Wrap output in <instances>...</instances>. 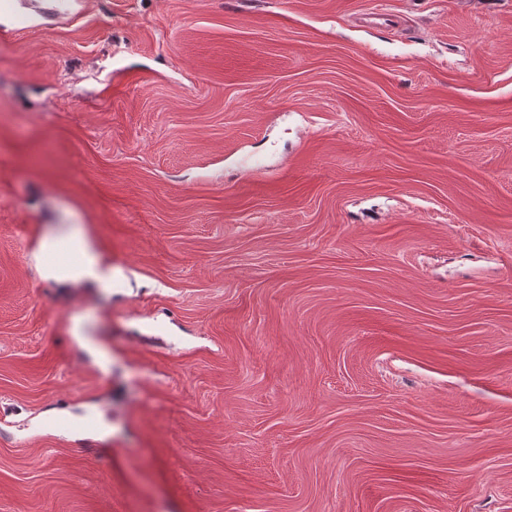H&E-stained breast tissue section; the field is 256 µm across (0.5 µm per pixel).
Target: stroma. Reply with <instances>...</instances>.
I'll list each match as a JSON object with an SVG mask.
<instances>
[{"mask_svg":"<svg viewBox=\"0 0 512 512\" xmlns=\"http://www.w3.org/2000/svg\"><path fill=\"white\" fill-rule=\"evenodd\" d=\"M53 3L0 25V512H512V0ZM75 229L111 291L44 279Z\"/></svg>","mask_w":512,"mask_h":512,"instance_id":"stroma-1","label":"stroma"}]
</instances>
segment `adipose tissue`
Here are the masks:
<instances>
[{
	"label": "adipose tissue",
	"mask_w": 512,
	"mask_h": 512,
	"mask_svg": "<svg viewBox=\"0 0 512 512\" xmlns=\"http://www.w3.org/2000/svg\"><path fill=\"white\" fill-rule=\"evenodd\" d=\"M62 245L67 246L72 252L73 258L59 265L45 266L44 275L46 278L56 281L84 282L98 288L111 287V266L102 261L81 231H73L63 241L55 238L44 239L40 249L44 252H51Z\"/></svg>",
	"instance_id": "adipose-tissue-1"
}]
</instances>
